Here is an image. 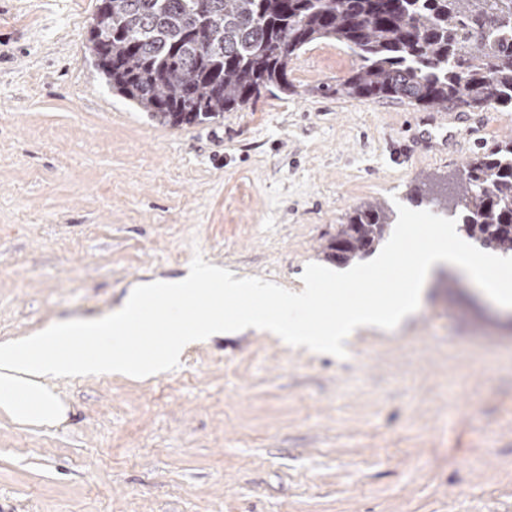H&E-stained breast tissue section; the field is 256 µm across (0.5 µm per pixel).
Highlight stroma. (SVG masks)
Masks as SVG:
<instances>
[{"label": "stroma", "instance_id": "35a3bbf8", "mask_svg": "<svg viewBox=\"0 0 512 512\" xmlns=\"http://www.w3.org/2000/svg\"><path fill=\"white\" fill-rule=\"evenodd\" d=\"M97 5L0 0V341L106 314L197 253L302 287L353 209L417 208L512 137L490 106L460 152L395 160L419 107L337 93L359 60L331 40L294 57V93L164 125L93 66ZM57 390L61 426L0 417V512H512V309L448 269L343 359L248 331Z\"/></svg>", "mask_w": 512, "mask_h": 512}]
</instances>
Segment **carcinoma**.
<instances>
[{"mask_svg":"<svg viewBox=\"0 0 512 512\" xmlns=\"http://www.w3.org/2000/svg\"><path fill=\"white\" fill-rule=\"evenodd\" d=\"M106 35L88 50L112 90L162 124L211 121L262 94L295 92L297 52L344 44L360 65L337 88L357 100L400 99L429 111L512 108V0H99ZM468 236L512 252V138L465 167L453 205ZM391 211L362 204L323 248L346 265L383 239Z\"/></svg>","mask_w":512,"mask_h":512,"instance_id":"1","label":"carcinoma"}]
</instances>
